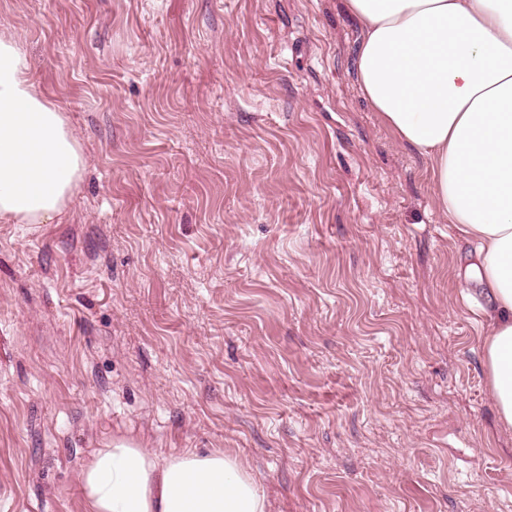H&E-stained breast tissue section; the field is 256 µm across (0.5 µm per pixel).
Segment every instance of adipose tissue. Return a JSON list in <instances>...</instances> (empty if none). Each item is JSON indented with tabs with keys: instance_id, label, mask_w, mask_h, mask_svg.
<instances>
[{
	"instance_id": "1",
	"label": "adipose tissue",
	"mask_w": 512,
	"mask_h": 512,
	"mask_svg": "<svg viewBox=\"0 0 512 512\" xmlns=\"http://www.w3.org/2000/svg\"><path fill=\"white\" fill-rule=\"evenodd\" d=\"M360 28L357 80L373 111L430 164L439 209L477 244L490 329L489 390L512 430V0H345ZM85 168L60 108L0 32V218L52 223ZM87 512H266L221 450L161 456L113 438L79 474Z\"/></svg>"
}]
</instances>
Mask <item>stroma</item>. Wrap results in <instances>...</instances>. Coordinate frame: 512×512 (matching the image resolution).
Wrapping results in <instances>:
<instances>
[{
  "label": "stroma",
  "mask_w": 512,
  "mask_h": 512,
  "mask_svg": "<svg viewBox=\"0 0 512 512\" xmlns=\"http://www.w3.org/2000/svg\"><path fill=\"white\" fill-rule=\"evenodd\" d=\"M86 166L0 222V512L113 437L235 453L268 512H512L473 245L372 112L344 0H0Z\"/></svg>",
  "instance_id": "35a3bbf8"
}]
</instances>
